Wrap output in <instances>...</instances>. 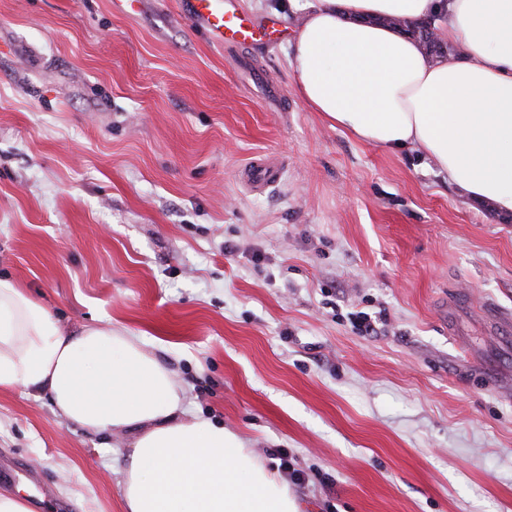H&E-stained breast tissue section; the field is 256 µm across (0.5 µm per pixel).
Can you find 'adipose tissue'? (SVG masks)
Masks as SVG:
<instances>
[{
  "label": "adipose tissue",
  "mask_w": 512,
  "mask_h": 512,
  "mask_svg": "<svg viewBox=\"0 0 512 512\" xmlns=\"http://www.w3.org/2000/svg\"><path fill=\"white\" fill-rule=\"evenodd\" d=\"M289 58L312 110L355 138L418 150L468 199L512 212V0H288ZM383 17L433 23L461 46L434 60ZM49 395L91 434L128 435L122 512H302L230 428L189 411L144 336L109 320L65 327L0 275V390Z\"/></svg>",
  "instance_id": "obj_1"
}]
</instances>
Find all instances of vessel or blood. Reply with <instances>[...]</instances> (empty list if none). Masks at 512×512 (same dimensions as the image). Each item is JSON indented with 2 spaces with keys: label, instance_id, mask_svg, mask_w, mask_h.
Segmentation results:
<instances>
[{
  "label": "vessel or blood",
  "instance_id": "1",
  "mask_svg": "<svg viewBox=\"0 0 512 512\" xmlns=\"http://www.w3.org/2000/svg\"><path fill=\"white\" fill-rule=\"evenodd\" d=\"M183 12L202 22L218 43L227 46L244 45L274 32L269 22L241 12L236 0H183ZM243 175L252 185L265 188L279 181L281 171L268 163H252L244 167Z\"/></svg>",
  "mask_w": 512,
  "mask_h": 512
}]
</instances>
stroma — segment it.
Returning <instances> with one entry per match:
<instances>
[{
	"mask_svg": "<svg viewBox=\"0 0 512 512\" xmlns=\"http://www.w3.org/2000/svg\"><path fill=\"white\" fill-rule=\"evenodd\" d=\"M179 3L0 0V273L166 343L186 407L299 471L306 512H512V334L484 311L512 312V213L311 111L281 0H240L280 31L236 47ZM124 445L0 393L43 512H121ZM242 172L246 180L258 188H265L278 182L281 176L280 169L268 163L249 164Z\"/></svg>",
	"mask_w": 512,
	"mask_h": 512,
	"instance_id": "stroma-1",
	"label": "stroma"
}]
</instances>
